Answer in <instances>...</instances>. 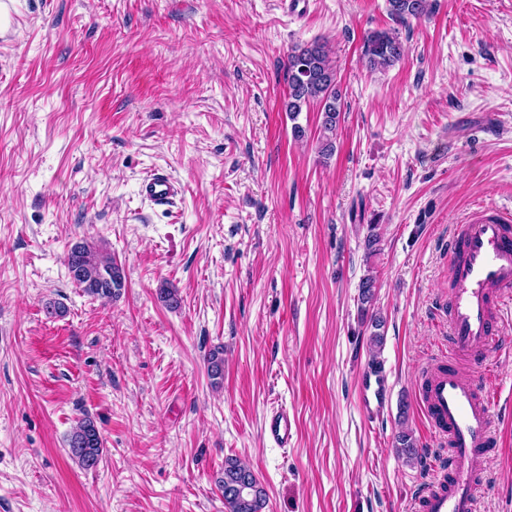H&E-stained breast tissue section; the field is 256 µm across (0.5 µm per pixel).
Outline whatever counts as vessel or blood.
<instances>
[{
    "mask_svg": "<svg viewBox=\"0 0 512 512\" xmlns=\"http://www.w3.org/2000/svg\"><path fill=\"white\" fill-rule=\"evenodd\" d=\"M142 193L154 205L167 206L177 188L168 175L153 173L143 179ZM448 256V353L422 375L417 398L442 456L419 485L412 512H480L478 492L497 447L494 394L484 364L490 341L502 332L504 313L512 308V208L484 209L456 225ZM389 399L385 370L365 367L359 400L367 416H382ZM294 426L287 409L278 408L267 415L264 431L285 448Z\"/></svg>",
    "mask_w": 512,
    "mask_h": 512,
    "instance_id": "vessel-or-blood-1",
    "label": "vessel or blood"
}]
</instances>
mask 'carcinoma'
<instances>
[{"mask_svg": "<svg viewBox=\"0 0 512 512\" xmlns=\"http://www.w3.org/2000/svg\"><path fill=\"white\" fill-rule=\"evenodd\" d=\"M389 14L400 22L420 19L426 15L427 0H387ZM404 55V46L395 33L387 30L369 32L363 42L361 61L371 71L383 70ZM288 95L285 111L296 119L303 108L315 103L322 115L320 153L329 157L334 151V139L340 120L339 94L336 89V65L331 52L324 44L317 42L297 45L288 52ZM66 263L72 281L88 296L110 299L120 294L125 287L122 266L103 252L102 248L79 241L67 253ZM376 283L368 276L360 284L359 310L361 318L369 319L373 331L370 345L377 355L384 342L381 333L383 321L368 315L374 302ZM207 373L211 384L219 387L224 380V348L212 349L206 356ZM69 454L80 468L88 471L96 468L103 454V439L94 421L80 419L68 439ZM398 455L412 463L419 458L417 445L412 434L402 431L395 440ZM250 478L249 489L243 493L237 490L244 477ZM217 485L224 497L229 512H262L266 501L265 490L250 467L229 458L224 461V471L217 478Z\"/></svg>", "mask_w": 512, "mask_h": 512, "instance_id": "cac0c4a2", "label": "carcinoma"}]
</instances>
